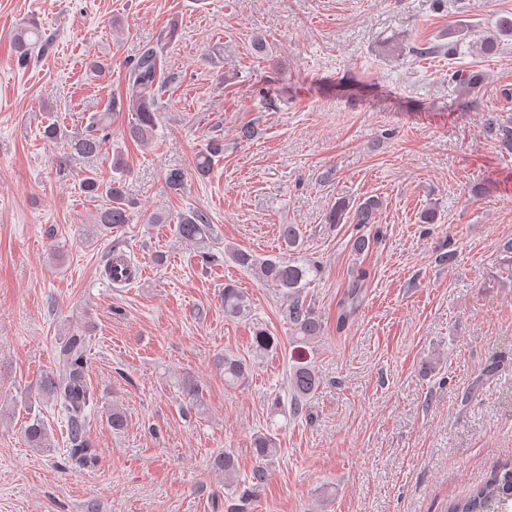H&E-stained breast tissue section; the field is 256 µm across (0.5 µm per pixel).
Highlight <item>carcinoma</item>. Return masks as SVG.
<instances>
[{
    "instance_id": "cac0c4a2",
    "label": "carcinoma",
    "mask_w": 512,
    "mask_h": 512,
    "mask_svg": "<svg viewBox=\"0 0 512 512\" xmlns=\"http://www.w3.org/2000/svg\"><path fill=\"white\" fill-rule=\"evenodd\" d=\"M176 25L154 46L144 49L128 67V82L135 88V94L128 100L111 99L101 111L88 119L86 130L68 134L56 124L50 123L43 129L45 138L63 140L62 154L55 158L57 168L65 171L76 158H92L108 152L113 119L122 112L129 113L124 129L133 141L144 142L152 139L158 126L160 103L165 92L164 45L173 38ZM51 46V39L42 35L35 19H30L16 31L13 48L17 64L28 66L45 55ZM488 129L500 149L512 154V120L501 121L496 117L488 119ZM224 156V140L209 139L195 156L193 173L198 178L210 174L216 159ZM124 158L116 154L112 158V175L104 178L96 170L87 171L80 182L83 193L104 201L98 212L97 225L105 234L130 221V200L123 179ZM381 201L368 197L355 205L342 200L334 203L328 213L331 224H341L349 219L353 224H373ZM213 233L210 217L201 209L183 213L176 224L175 234L184 242L204 244ZM280 237L285 245V253L262 259L253 251L229 246L225 255L236 266L257 270L266 283L277 288L286 301L282 314L288 323L292 338L297 343H306L319 335L321 324L314 309L307 303L305 289L320 278L322 269L318 262L302 260L295 253L302 248V231L296 224L281 226ZM367 270L358 273L350 289L340 302L338 324H343L347 309L355 307L359 299L361 282L366 280ZM251 309L248 297L232 284L224 286V313L231 316H244ZM89 342L84 332L73 331L63 338L56 351L55 368L49 371L39 384V392L51 400L64 417L68 429V461L81 467L96 459L97 451L86 434L87 420L94 407V389L86 378V364ZM219 369L224 371V384L241 386L249 380L251 366L247 362L224 354L217 360ZM318 385L314 370L308 366L292 369L286 379V389L290 393V412L298 417L303 413V401ZM24 435L33 448L50 447V432L47 423L35 417L24 427ZM254 451L258 459L239 497L243 500L251 496L253 490L265 484L268 478L265 462L277 455L275 434L259 433L254 438ZM512 508V461H507L493 469L488 477L474 487L464 497L452 501L448 512H509Z\"/></svg>"
}]
</instances>
